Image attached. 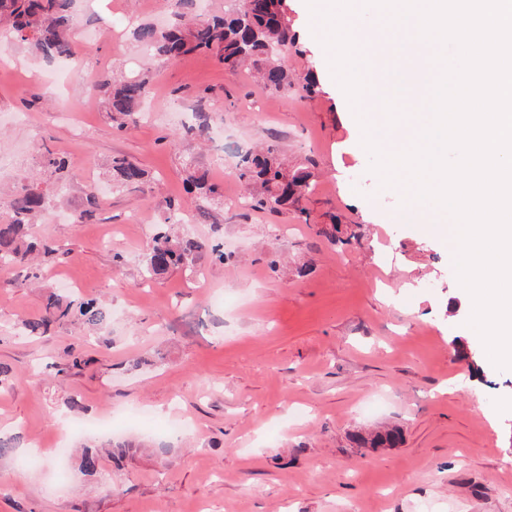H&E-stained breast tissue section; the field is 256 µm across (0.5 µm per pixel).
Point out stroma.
<instances>
[{
    "instance_id": "obj_1",
    "label": "stroma",
    "mask_w": 512,
    "mask_h": 512,
    "mask_svg": "<svg viewBox=\"0 0 512 512\" xmlns=\"http://www.w3.org/2000/svg\"><path fill=\"white\" fill-rule=\"evenodd\" d=\"M286 3L288 66L317 74L315 93L265 88L208 53L156 59L148 117L125 128L70 73L141 71V46L109 31L128 15L177 23L163 0H77L69 63L0 31V186L30 182L50 149L68 164L71 215L34 226L64 247L39 262L35 287L14 285L30 265L0 270V434L20 438L0 458V512H512V369L496 368L467 324L451 243L409 213L404 187L370 171L305 0ZM220 130L233 162L274 143L309 167L318 187L302 214L232 205L244 194L234 169L210 164ZM189 155L225 197L193 230L228 256L196 262L228 292L206 336L183 312L207 291L178 269L141 275L167 202L195 207ZM116 157L143 168V184L112 187L81 219ZM66 281L108 305L106 328L17 336L15 322L42 316ZM108 416L125 424L118 439L80 432ZM391 426L394 446L355 442ZM61 445L76 457L91 446L97 472L61 480Z\"/></svg>"
}]
</instances>
